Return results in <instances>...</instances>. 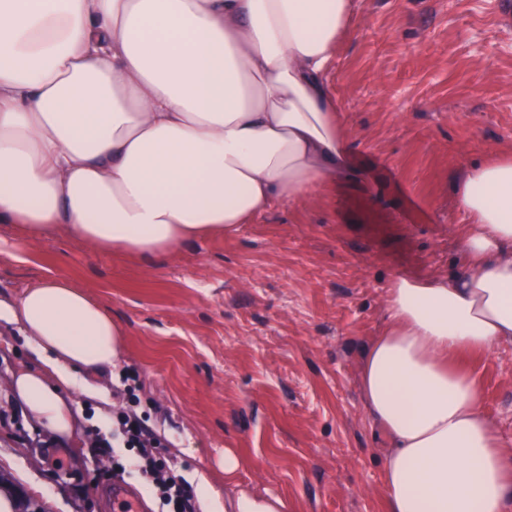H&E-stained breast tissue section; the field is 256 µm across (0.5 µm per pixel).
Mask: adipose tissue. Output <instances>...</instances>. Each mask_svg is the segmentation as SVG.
Instances as JSON below:
<instances>
[{
  "mask_svg": "<svg viewBox=\"0 0 512 512\" xmlns=\"http://www.w3.org/2000/svg\"><path fill=\"white\" fill-rule=\"evenodd\" d=\"M353 0H0V223L65 232L149 261L237 232L275 204L347 179L325 76ZM464 267L394 278L387 327L359 374L391 441L385 512H512L502 449L465 358L512 342V156L468 167ZM21 323L42 368L13 374L27 413L72 435L75 371L118 359L124 332L67 279L26 288ZM207 512H288L247 492Z\"/></svg>",
  "mask_w": 512,
  "mask_h": 512,
  "instance_id": "ef3b65f1",
  "label": "adipose tissue"
}]
</instances>
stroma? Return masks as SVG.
<instances>
[{"instance_id":"1","label":"stroma","mask_w":512,"mask_h":512,"mask_svg":"<svg viewBox=\"0 0 512 512\" xmlns=\"http://www.w3.org/2000/svg\"><path fill=\"white\" fill-rule=\"evenodd\" d=\"M352 143L351 181L275 206L229 236L144 263L67 234L0 224V304L62 276L122 326L111 370L78 375L77 432L55 438L11 392L39 368L23 326L0 321V494L31 512H114L112 433L131 409L189 485L277 497L288 512H383V448L359 368L386 325L395 276L465 262L467 166L512 153V0H354L327 80ZM483 403L512 453V344L474 358ZM137 377L136 390L123 381ZM240 467L224 477V452Z\"/></svg>"}]
</instances>
